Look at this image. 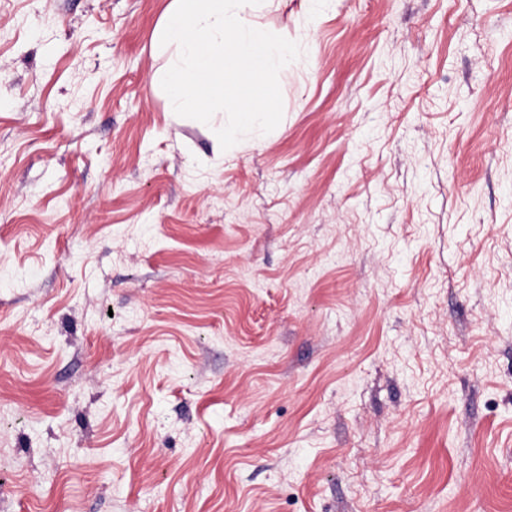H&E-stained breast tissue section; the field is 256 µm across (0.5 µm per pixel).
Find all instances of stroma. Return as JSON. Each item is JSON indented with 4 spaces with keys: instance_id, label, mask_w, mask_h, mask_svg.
<instances>
[{
    "instance_id": "35a3bbf8",
    "label": "stroma",
    "mask_w": 512,
    "mask_h": 512,
    "mask_svg": "<svg viewBox=\"0 0 512 512\" xmlns=\"http://www.w3.org/2000/svg\"><path fill=\"white\" fill-rule=\"evenodd\" d=\"M171 0H0V512H512V0H276L221 149Z\"/></svg>"
}]
</instances>
